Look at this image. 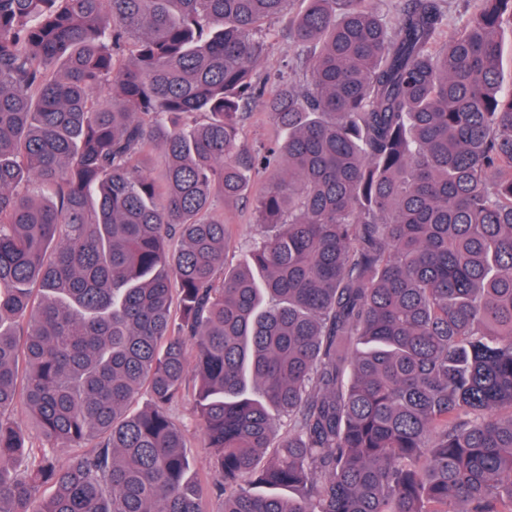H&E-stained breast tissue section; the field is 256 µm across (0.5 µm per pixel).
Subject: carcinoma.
Segmentation results:
<instances>
[{"mask_svg":"<svg viewBox=\"0 0 512 512\" xmlns=\"http://www.w3.org/2000/svg\"><path fill=\"white\" fill-rule=\"evenodd\" d=\"M290 2L0 0V512H204L190 355L222 512H512V0H305L266 96ZM305 6L302 0L291 1L288 12L283 16L267 23L273 33L265 55L255 64L253 78L256 83L263 85L266 93L275 90L282 76L288 77L285 64L292 56L291 43L288 39V29L293 17ZM443 9L448 15V27H445L439 37V45H442L448 40V36L453 34L461 21L471 12H473L477 6V0H443ZM502 44V90H512V29H505L501 37ZM245 112L242 136L252 148L259 149L283 140V133L266 113L262 99L251 100ZM216 206L224 212V224L232 241L230 249L224 255V265L230 269L237 268L243 264L252 242L260 236L264 228L257 224L251 198L224 203L218 200ZM192 358H189L187 384L183 390L182 397L172 410V417L180 424L187 426V451L198 461V481L205 488L202 499V507L206 512H221L224 496H220L212 489V479L209 469L206 466V459L209 456V448L204 447V442L199 431L191 422V410L194 400V380L192 376Z\"/></svg>","mask_w":512,"mask_h":512,"instance_id":"carcinoma-1","label":"carcinoma"}]
</instances>
